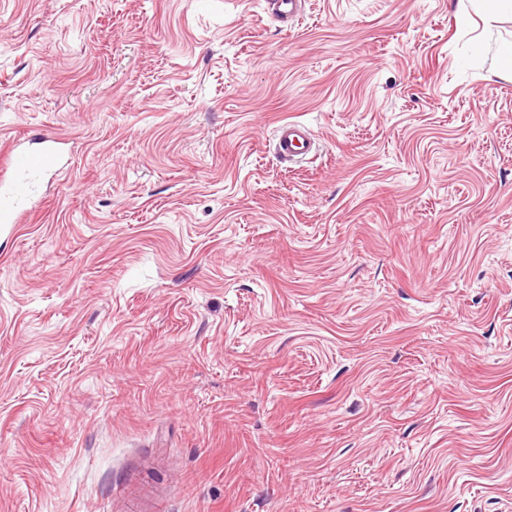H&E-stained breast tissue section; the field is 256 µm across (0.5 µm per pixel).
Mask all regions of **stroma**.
Listing matches in <instances>:
<instances>
[{
	"mask_svg": "<svg viewBox=\"0 0 512 512\" xmlns=\"http://www.w3.org/2000/svg\"><path fill=\"white\" fill-rule=\"evenodd\" d=\"M0 0V512H512V21ZM324 148L275 154L277 126ZM489 74L501 78L512 77V40L501 39L497 42ZM28 142L0 156V228L23 223L34 206L36 182L54 177L61 168L64 138L40 132L31 134Z\"/></svg>",
	"mask_w": 512,
	"mask_h": 512,
	"instance_id": "obj_1",
	"label": "stroma"
}]
</instances>
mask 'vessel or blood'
<instances>
[{"label": "vessel or blood", "mask_w": 512, "mask_h": 512, "mask_svg": "<svg viewBox=\"0 0 512 512\" xmlns=\"http://www.w3.org/2000/svg\"><path fill=\"white\" fill-rule=\"evenodd\" d=\"M267 14L280 22L299 16L302 0H265ZM62 137L31 134L27 145H13L0 154V228L22 223L36 197V183L52 177L63 160ZM315 142L307 125L284 122L276 129V149L282 161L302 159L312 153Z\"/></svg>", "instance_id": "vessel-or-blood-1"}]
</instances>
